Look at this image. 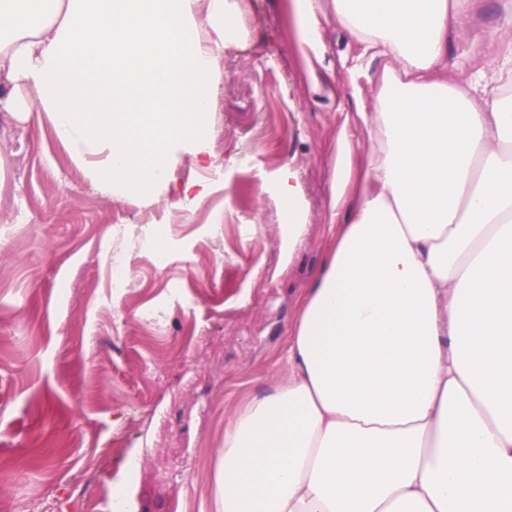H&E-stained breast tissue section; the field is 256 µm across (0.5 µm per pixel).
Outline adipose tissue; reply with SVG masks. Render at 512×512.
<instances>
[{"instance_id":"obj_1","label":"adipose tissue","mask_w":512,"mask_h":512,"mask_svg":"<svg viewBox=\"0 0 512 512\" xmlns=\"http://www.w3.org/2000/svg\"><path fill=\"white\" fill-rule=\"evenodd\" d=\"M388 58L365 169L289 331L288 369L224 425L221 512H512V43L436 78L470 0H333ZM225 0H0V79L24 85L97 184L146 201L215 160ZM278 177L280 259L304 231Z\"/></svg>"}]
</instances>
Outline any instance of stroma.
<instances>
[{"instance_id": "obj_1", "label": "stroma", "mask_w": 512, "mask_h": 512, "mask_svg": "<svg viewBox=\"0 0 512 512\" xmlns=\"http://www.w3.org/2000/svg\"><path fill=\"white\" fill-rule=\"evenodd\" d=\"M290 0H253L244 47L224 52L217 160L201 206L111 196L0 86V500L21 512H218L212 489L224 421L283 375L299 303L336 235L340 145L363 173L384 58L317 0L314 47ZM497 0H474L448 30L442 76L493 67L512 33ZM293 170L306 226L289 264L275 177ZM221 212L223 223L213 221ZM169 229L166 267L142 242ZM124 265L127 287L108 272ZM153 311V322L139 321Z\"/></svg>"}]
</instances>
